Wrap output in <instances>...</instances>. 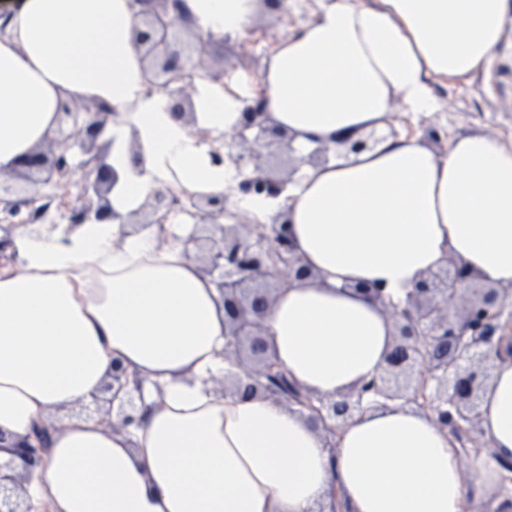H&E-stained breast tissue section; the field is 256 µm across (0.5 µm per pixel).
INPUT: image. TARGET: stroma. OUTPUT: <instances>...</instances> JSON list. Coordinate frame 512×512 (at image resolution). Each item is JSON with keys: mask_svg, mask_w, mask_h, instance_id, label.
Instances as JSON below:
<instances>
[{"mask_svg": "<svg viewBox=\"0 0 512 512\" xmlns=\"http://www.w3.org/2000/svg\"><path fill=\"white\" fill-rule=\"evenodd\" d=\"M317 9V0H300L299 6L289 7L287 22L277 16L262 17L258 34L276 40L285 33H297L311 20ZM212 64H223L225 69H247L261 72L267 53L251 52L237 44L211 42L208 47ZM440 102L439 111L409 114L396 110L392 124L399 134L425 135L428 128L440 134L437 152H445L451 137L472 133L488 134L512 146V25H507L499 56L487 70L473 74L460 84H435Z\"/></svg>", "mask_w": 512, "mask_h": 512, "instance_id": "35a3bbf8", "label": "stroma"}]
</instances>
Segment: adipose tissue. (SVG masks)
<instances>
[{"mask_svg": "<svg viewBox=\"0 0 512 512\" xmlns=\"http://www.w3.org/2000/svg\"><path fill=\"white\" fill-rule=\"evenodd\" d=\"M200 34L235 43L261 0H186ZM0 34V171L39 147L60 105L98 99L119 114L103 139L119 180L112 205L135 210L162 184L222 193L198 133L234 128L265 96L293 147L383 129L392 101L435 112L433 83L464 80L498 55L512 0H319L298 36L277 41L260 76L196 83L195 120L143 96L132 0H20ZM138 142L143 168L130 162ZM288 220L320 284L280 289L266 339L289 377L337 398L380 369L393 344L382 309L356 293L379 285L405 300L446 258L512 287V147L458 136L444 154L421 137L390 138L350 159L303 167ZM20 270L0 268V467L23 477L31 512H317L338 491L350 512H463L468 489L456 444L410 406H371L336 448L287 404L221 394L224 300L187 259L181 225L137 234L124 224L18 228ZM159 383L139 426L105 431L54 413L86 405L113 363ZM481 427L493 455L474 464L480 491L512 497L500 460L512 459V361L490 360ZM47 431L35 464L11 453Z\"/></svg>", "mask_w": 512, "mask_h": 512, "instance_id": "adipose-tissue-1", "label": "adipose tissue"}]
</instances>
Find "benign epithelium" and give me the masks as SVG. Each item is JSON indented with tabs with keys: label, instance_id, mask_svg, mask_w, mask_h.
Returning <instances> with one entry per match:
<instances>
[{
	"label": "benign epithelium",
	"instance_id": "1",
	"mask_svg": "<svg viewBox=\"0 0 512 512\" xmlns=\"http://www.w3.org/2000/svg\"><path fill=\"white\" fill-rule=\"evenodd\" d=\"M134 47L141 57L146 87L166 97L169 111L177 118L193 117V77L206 65L208 41L196 30L180 0H135ZM115 115L104 101H72L65 104L57 121L67 119V128L57 127L37 149L20 157L14 168L0 171V211L16 214L49 195L41 189H63L70 183L79 192L69 201L68 223L108 224L120 221L146 228L162 223L171 204L169 192L154 191L138 210L119 213L110 200L118 174L107 163L97 140ZM212 163H231L242 173L250 171L239 188L248 196L264 193L278 198L288 194L305 165H321L333 158H346L369 150L382 141L374 130L356 139L337 137L297 158L285 129L269 122L266 100L247 104L232 141L206 134ZM190 218L209 226L210 235L192 236L201 251L199 269L218 277L224 298L227 355L243 369L234 381L237 392L262 394L297 407L311 425L324 433L330 447L344 424L364 405L403 402L430 414L449 431L456 442L481 452V399L490 380L486 361L506 354L512 358V321L503 319L511 288L487 287L466 267L448 260L424 275L403 302L386 300L384 288L359 286L357 290L381 304L394 325V342L379 374L366 380L342 400H327L303 392L288 378L269 350L263 320L274 295L255 291L245 295V283L271 278L286 288L294 283L319 281L303 264L286 213L274 224H251L247 219L222 224L227 195L188 194ZM19 225L0 221V266L17 265L18 254H5L11 232ZM473 289L475 297L462 310L456 309L461 286ZM142 381L130 380L118 364L112 365V381L104 386L103 403L91 412L108 429L125 428L140 420L138 396ZM0 512H28L22 479L0 475Z\"/></svg>",
	"mask_w": 512,
	"mask_h": 512
}]
</instances>
